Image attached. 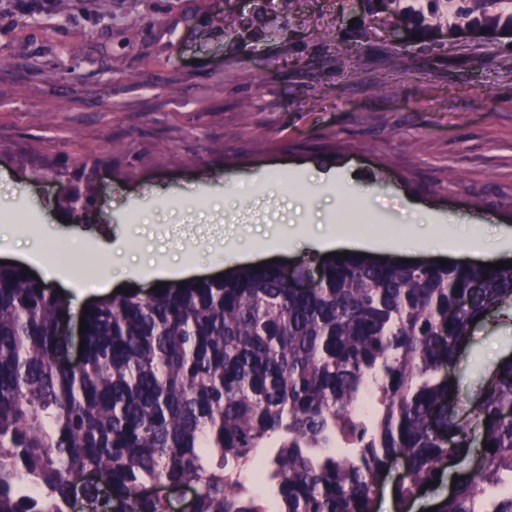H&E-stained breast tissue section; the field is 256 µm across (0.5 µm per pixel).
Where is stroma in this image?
Listing matches in <instances>:
<instances>
[{"instance_id": "stroma-1", "label": "stroma", "mask_w": 512, "mask_h": 512, "mask_svg": "<svg viewBox=\"0 0 512 512\" xmlns=\"http://www.w3.org/2000/svg\"><path fill=\"white\" fill-rule=\"evenodd\" d=\"M0 0V260L50 287L97 262L186 257L191 276L311 255L323 232L411 233L405 211L512 228V39L457 28L500 0H454L439 33L393 38L375 0ZM338 171L353 196L326 179ZM93 185L88 216L65 190ZM67 257H47L48 243ZM512 356V311L450 373L474 402Z\"/></svg>"}]
</instances>
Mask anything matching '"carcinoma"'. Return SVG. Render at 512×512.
Returning <instances> with one entry per match:
<instances>
[{"instance_id":"carcinoma-1","label":"carcinoma","mask_w":512,"mask_h":512,"mask_svg":"<svg viewBox=\"0 0 512 512\" xmlns=\"http://www.w3.org/2000/svg\"><path fill=\"white\" fill-rule=\"evenodd\" d=\"M401 2L384 0L435 31ZM319 266L308 292L248 265L91 304L72 369L65 299L0 265V512H70L78 495L89 512H168L163 491L182 487L189 512H373L397 457L398 504L452 472L435 512H512V356L463 422L444 371L512 308V267L360 252Z\"/></svg>"}]
</instances>
